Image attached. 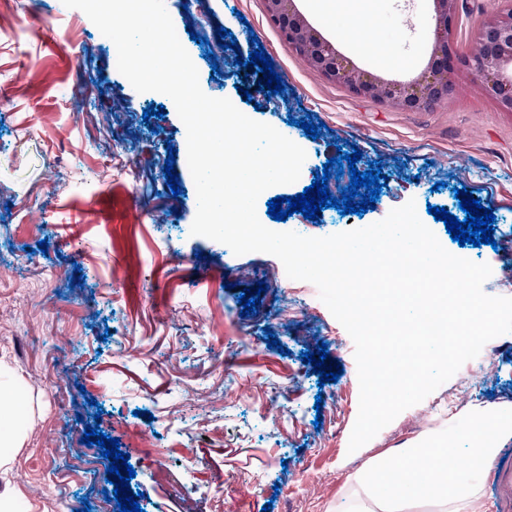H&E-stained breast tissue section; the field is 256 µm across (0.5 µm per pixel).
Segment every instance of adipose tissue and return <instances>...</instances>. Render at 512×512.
I'll use <instances>...</instances> for the list:
<instances>
[{
	"label": "adipose tissue",
	"instance_id": "1",
	"mask_svg": "<svg viewBox=\"0 0 512 512\" xmlns=\"http://www.w3.org/2000/svg\"><path fill=\"white\" fill-rule=\"evenodd\" d=\"M17 382L5 364H0V469L8 470L13 451L22 447L28 411L16 400ZM472 428L479 439L465 455L463 470L448 471L439 460L445 450L427 443L419 448L390 453L385 464L371 468L372 478L359 492L345 497L338 512H398L401 500H429L440 512H477L482 505L480 489L467 474L489 471L496 457L499 426L494 413L475 417Z\"/></svg>",
	"mask_w": 512,
	"mask_h": 512
}]
</instances>
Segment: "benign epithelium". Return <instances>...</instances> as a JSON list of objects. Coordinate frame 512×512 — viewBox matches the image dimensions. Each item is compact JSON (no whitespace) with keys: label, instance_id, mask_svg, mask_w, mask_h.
Here are the masks:
<instances>
[{"label":"benign epithelium","instance_id":"benign-epithelium-1","mask_svg":"<svg viewBox=\"0 0 512 512\" xmlns=\"http://www.w3.org/2000/svg\"><path fill=\"white\" fill-rule=\"evenodd\" d=\"M266 19L279 29L287 46L307 66L327 80L358 96L370 97L410 111L427 110L454 97L453 74L464 69L480 83L503 112L512 114V7L492 16L482 26L478 47L469 56L457 57L450 48L453 22L461 0H433L434 49L428 68L407 87H396L354 67L293 10V0H265Z\"/></svg>","mask_w":512,"mask_h":512}]
</instances>
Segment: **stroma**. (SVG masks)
Wrapping results in <instances>:
<instances>
[{
	"label": "stroma",
	"mask_w": 512,
	"mask_h": 512,
	"mask_svg": "<svg viewBox=\"0 0 512 512\" xmlns=\"http://www.w3.org/2000/svg\"><path fill=\"white\" fill-rule=\"evenodd\" d=\"M175 29L197 60L202 90L227 98L251 119L296 132L318 123L311 172L338 149L357 146L359 171L382 163L388 185L374 209L356 215L295 213L312 237L359 229L415 202L422 223L451 254L492 268L483 290L512 294V116L499 111L467 71L456 94L423 112L360 97L302 66L265 17L264 0H166ZM512 0H463L451 47L471 52L479 26ZM319 35L359 68L409 81L433 48L431 0H295ZM375 23L384 62L375 64L348 28ZM230 30L236 48L219 46ZM262 43L283 93L255 90L258 73L238 68ZM114 43L62 0H0V358L34 400V421L0 486L39 512H81L106 503L105 475L88 478L78 459H99L82 444L98 425L118 439L136 475L142 512H334L349 476L364 474L387 449L455 433L465 451L466 421L477 406L512 411V333L484 351L372 440L349 451L359 411L354 343L315 285L280 282L276 257L225 256L222 243L191 235L197 192L178 167L179 193L163 172L169 149L184 153L186 128L162 94L135 91L112 63ZM252 93L243 96L238 84ZM163 115L143 120L148 106ZM42 114L33 123L32 114ZM470 190L492 209L494 245H459L428 206L466 214L454 191ZM47 241V251L36 245ZM80 282L79 299L62 297ZM265 282L254 313L241 316L244 288ZM275 335L279 347L268 346ZM325 343L341 364L320 383L301 356ZM125 358H117V350ZM288 395L277 414L269 395ZM485 476L486 512H512V434Z\"/></svg>",
	"instance_id": "obj_1"
}]
</instances>
